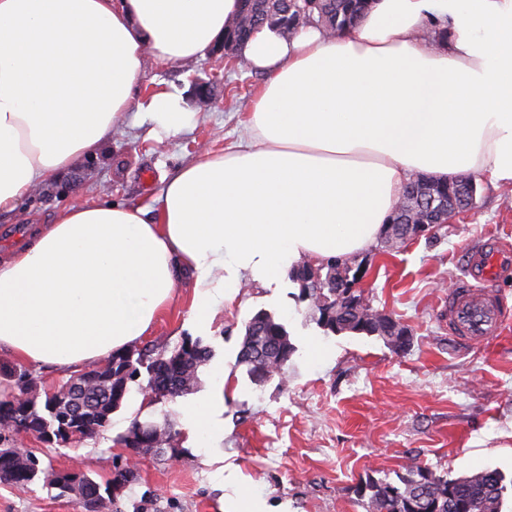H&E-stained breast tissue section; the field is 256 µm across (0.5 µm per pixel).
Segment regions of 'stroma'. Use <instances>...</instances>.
I'll use <instances>...</instances> for the list:
<instances>
[{
    "label": "stroma",
    "instance_id": "stroma-1",
    "mask_svg": "<svg viewBox=\"0 0 512 512\" xmlns=\"http://www.w3.org/2000/svg\"><path fill=\"white\" fill-rule=\"evenodd\" d=\"M264 80L243 59L212 54L187 65L149 67L137 97L178 90L194 123L161 141L147 138L145 128H125L16 211L1 213L0 250L103 187L111 201L151 204L166 178L201 150L219 153L238 141ZM201 82L211 83L210 97L198 96ZM476 183L475 208L454 223L393 247L376 242L348 260L347 276L365 303L406 328L407 348L324 330L314 301L287 274L269 288L243 285L203 327L192 314L185 276L176 304L146 338L172 348L190 337L214 351L197 389L151 408L154 417L169 415L178 454L136 457L117 444L140 408L135 383L103 435L59 448L26 433L14 434V441L32 448L42 467L61 472L75 466L106 476L116 458H135L139 482L125 491L122 512H226L237 496L261 502L267 512H365L361 484L370 478L399 483L413 463L452 478L499 469L507 487L503 509L512 512V324L489 343L448 334V291L464 276L467 247L487 234L512 245V185L495 186L482 176ZM261 310L285 326L295 351L284 377L257 384L237 355L246 323ZM220 368L228 380L217 377ZM22 374L39 394L68 379L67 372L0 355L1 389H12ZM203 402L214 410L216 429L198 447L185 414ZM0 512H76V504L38 483L21 490L0 482Z\"/></svg>",
    "mask_w": 512,
    "mask_h": 512
}]
</instances>
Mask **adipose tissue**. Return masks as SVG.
<instances>
[{
    "label": "adipose tissue",
    "mask_w": 512,
    "mask_h": 512,
    "mask_svg": "<svg viewBox=\"0 0 512 512\" xmlns=\"http://www.w3.org/2000/svg\"><path fill=\"white\" fill-rule=\"evenodd\" d=\"M238 0H0V213L97 153L128 114L156 134L194 118L135 90L147 62L196 61ZM447 23L449 43L425 37ZM266 75L224 152L167 178L155 207L72 205L0 254V355L78 371L149 336L193 285L210 323L241 279L369 249L406 183L512 185V0H373L355 31L265 27L241 48Z\"/></svg>",
    "instance_id": "ef3b65f1"
}]
</instances>
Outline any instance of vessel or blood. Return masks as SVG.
<instances>
[{
    "mask_svg": "<svg viewBox=\"0 0 512 512\" xmlns=\"http://www.w3.org/2000/svg\"><path fill=\"white\" fill-rule=\"evenodd\" d=\"M466 276L448 293V333L466 342H490L512 322V307L492 287L512 269V250L490 237L464 254Z\"/></svg>",
    "mask_w": 512,
    "mask_h": 512,
    "instance_id": "1",
    "label": "vessel or blood"
}]
</instances>
